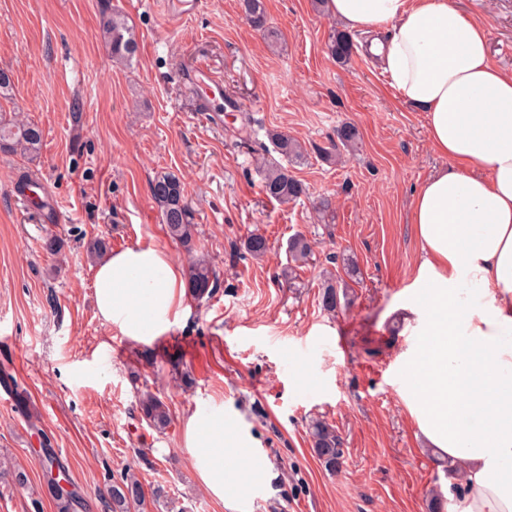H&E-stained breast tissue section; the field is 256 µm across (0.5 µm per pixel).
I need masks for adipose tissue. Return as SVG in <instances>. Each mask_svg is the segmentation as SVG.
Returning a JSON list of instances; mask_svg holds the SVG:
<instances>
[{"mask_svg":"<svg viewBox=\"0 0 512 512\" xmlns=\"http://www.w3.org/2000/svg\"><path fill=\"white\" fill-rule=\"evenodd\" d=\"M366 35V54L400 99L427 114L448 161L411 203L420 245L408 309L421 341L404 374L408 409L431 447L461 461L451 512H512V74L488 57L489 31L450 0H327ZM104 324L140 339L167 332L186 274L155 246L109 254L93 273ZM474 290L471 304L465 290ZM183 443L213 497H247L264 464L224 412L194 413Z\"/></svg>","mask_w":512,"mask_h":512,"instance_id":"adipose-tissue-1","label":"adipose tissue"}]
</instances>
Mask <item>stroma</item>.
Listing matches in <instances>:
<instances>
[{"instance_id":"stroma-1","label":"stroma","mask_w":512,"mask_h":512,"mask_svg":"<svg viewBox=\"0 0 512 512\" xmlns=\"http://www.w3.org/2000/svg\"><path fill=\"white\" fill-rule=\"evenodd\" d=\"M134 27L132 63L113 60L101 38L103 2ZM489 30V58L512 72V0H453ZM270 46L241 17L240 0H207L168 24L155 0H0V69L13 80L0 115L43 131L36 158L0 152V456L29 482H0V512H57L41 450L56 448L79 488L80 512H108L113 475L135 463L154 502L148 512H237L199 481L183 445L185 419L201 406L224 410L273 477L246 512H428L431 490L454 501L441 453L423 439L396 377L416 342L405 306L419 243L410 222L420 184L445 164L427 138V116L403 102L361 53L336 64L326 53L337 21L313 0H265ZM202 67L233 105L201 112L184 83ZM251 123L255 135L239 130ZM360 135L343 162L324 157L338 125ZM307 149L296 177L309 189L291 205L269 200L251 160L269 131ZM162 170L184 184L197 253L221 269L209 301L161 336L135 341L100 319L87 243L112 250L155 245L180 265L189 256L161 224L150 182ZM42 178L58 208L22 209L15 184ZM331 199L318 220L314 202ZM265 257L244 253L252 230ZM64 241L55 270L41 242ZM314 243L297 287L279 277L295 233ZM352 257L360 274L348 303L321 306L323 270ZM193 384L185 386L183 374ZM165 396L172 423L142 421L144 391ZM323 417L342 440L344 464L327 471L307 433Z\"/></svg>"}]
</instances>
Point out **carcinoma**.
<instances>
[{
	"label": "carcinoma",
	"instance_id": "cac0c4a2",
	"mask_svg": "<svg viewBox=\"0 0 512 512\" xmlns=\"http://www.w3.org/2000/svg\"><path fill=\"white\" fill-rule=\"evenodd\" d=\"M242 6L248 17V23L254 29L263 32L271 44L281 41V34L269 26L264 0H243ZM101 35L112 59L129 63L137 53V41L132 27L124 14L108 9L103 12ZM329 55L338 64L346 63L353 52V41L343 31H335L327 45ZM276 151L290 163H300L305 158V149L297 140L278 132L268 133ZM359 140V131L351 123L336 127V140L325 155H340V152L354 149ZM43 134L38 125L27 121L5 120L0 118V152H21L31 157L37 156L42 148ZM255 167L261 177L262 189L267 198L280 204H290L307 195V188L289 167L272 161L265 156L255 159ZM151 198L154 201L165 224L168 235L177 240L188 253L195 249L197 225L193 224L192 213L186 201L181 180L169 171H161L151 182ZM244 251L251 257H264L269 249L268 239L255 229L243 243ZM43 250L54 257L57 265H62L65 255L62 253L61 240L48 233L43 238ZM313 255L311 240L302 233H296L288 240V265L282 269L284 280L293 285L297 279V270L306 264ZM220 271L205 257L191 260L188 268V287L191 296L201 302L212 298L219 286ZM348 284L341 286L333 282L332 277L324 279L321 305L334 313L340 306V299L347 298ZM142 420L159 433L164 432L172 422L170 406L158 393L147 392L139 399ZM309 436L313 452L331 472L338 470L342 463V440L336 429L322 418L314 417L308 423ZM11 479L13 485L23 487L27 484V475L18 465L0 458V480ZM56 502L58 512H76L81 505L77 489L66 491L48 484ZM112 512H147V499L139 475L131 466L124 468L120 475L112 479L109 489Z\"/></svg>",
	"mask_w": 512,
	"mask_h": 512
}]
</instances>
